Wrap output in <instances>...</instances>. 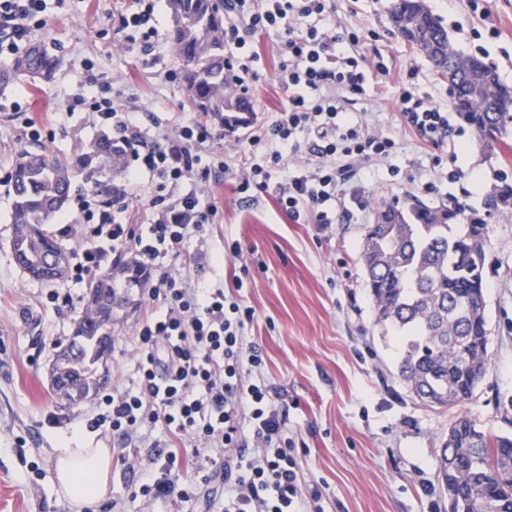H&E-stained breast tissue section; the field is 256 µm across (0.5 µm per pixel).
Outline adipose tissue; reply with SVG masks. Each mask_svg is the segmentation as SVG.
Returning <instances> with one entry per match:
<instances>
[{
    "label": "adipose tissue",
    "instance_id": "adipose-tissue-1",
    "mask_svg": "<svg viewBox=\"0 0 512 512\" xmlns=\"http://www.w3.org/2000/svg\"><path fill=\"white\" fill-rule=\"evenodd\" d=\"M57 453L56 483L66 497L85 506L105 498L112 472L110 449L73 448L65 442Z\"/></svg>",
    "mask_w": 512,
    "mask_h": 512
}]
</instances>
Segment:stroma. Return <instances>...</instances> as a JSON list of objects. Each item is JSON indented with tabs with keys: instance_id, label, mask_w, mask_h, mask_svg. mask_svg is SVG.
Instances as JSON below:
<instances>
[{
	"instance_id": "obj_1",
	"label": "stroma",
	"mask_w": 512,
	"mask_h": 512,
	"mask_svg": "<svg viewBox=\"0 0 512 512\" xmlns=\"http://www.w3.org/2000/svg\"><path fill=\"white\" fill-rule=\"evenodd\" d=\"M389 2L331 0L326 26L363 32L362 54L384 59L395 77L415 67L419 92L447 105V80L394 34ZM426 2L452 47L470 54L469 30L476 18L464 14L459 0ZM486 7L501 32L486 45L488 60L512 89V0H488ZM119 8L120 0H48L46 23L33 28L30 38L57 56L60 66L50 81L25 79L0 91V177L10 172L18 152L32 145L26 129L11 118L14 108L41 120L39 146L51 156L100 134L92 113L69 109L72 94L91 74L108 85L121 108L137 113L145 135L158 124L195 120L180 61L165 46L154 64H144L139 46L116 32ZM278 42L274 35L259 40L248 125L214 130L204 162L216 156L238 162L251 134L282 112L288 93L276 80ZM394 94L392 84L372 78L363 99L348 109L404 144L395 162L400 172L391 174L388 162L373 163L358 183L360 205L329 202L332 223L293 221L278 209L273 188L296 174L301 161L295 157L273 171L270 191L248 198L238 193L231 175L216 169L198 184L219 214L203 228V268L192 273L191 284L230 292L235 274L247 269L240 291L255 317L246 341L261 352L263 376L277 391L275 406L299 448L300 473L307 487L321 492L324 512H448L438 462L450 424L465 415L487 433L512 436V204L485 206L491 193L512 185V154L483 150L472 128H465L456 140V165L464 179L425 193L421 185L434 176L437 151L403 126ZM452 196L465 207L461 222L476 217L486 226L489 368L472 399L439 407L421 402L398 377L395 341L383 337L376 324L360 246L385 203L439 206ZM11 210L8 188L0 184V512H83L58 490L56 448L65 435L81 448L113 449L117 442L103 431L82 430L97 412L98 396L66 404L54 393L49 371L82 316L85 285L68 277L42 282L23 272L9 245ZM232 244L238 254L228 253ZM53 291L70 293L71 305L56 308L47 299ZM143 317L140 303L118 313L115 350L107 362L113 384L131 387L137 381L123 340L135 335ZM21 436L27 440L22 448Z\"/></svg>"
}]
</instances>
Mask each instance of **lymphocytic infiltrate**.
Instances as JSON below:
<instances>
[{"label": "lymphocytic infiltrate", "mask_w": 512, "mask_h": 512, "mask_svg": "<svg viewBox=\"0 0 512 512\" xmlns=\"http://www.w3.org/2000/svg\"><path fill=\"white\" fill-rule=\"evenodd\" d=\"M45 9L46 0H0V56L19 52L31 21ZM155 9V0H126L118 15V33L128 43H141L147 56L162 40ZM224 10L230 16L224 25V70L231 90L248 93L256 80L238 49L248 37L274 31L280 37L277 79L289 92L284 112L249 138L252 162L232 168L239 192L267 190L269 168L280 167L286 156L299 157L302 171L279 186L276 203L291 219L307 215L331 223L326 205L339 187L369 163L394 160L402 150L400 142L344 108L364 96L370 72L386 77L389 69L369 64L359 53L357 32L332 36L312 25V18L329 14L327 0H224ZM416 77L411 68L397 82L404 126L436 147L453 142L449 109L417 94ZM96 84V76H89L87 87L72 95L70 108L95 113L97 123L127 147L132 163L110 199L93 187L77 195L76 218L85 226L86 243L74 257L71 277L84 279L132 249L149 275L152 305L127 341L136 387L105 391L87 430L106 429L119 441L142 444L141 452L118 453L117 461L134 475L132 495L146 507L170 499L194 506L201 489L219 479L223 490L204 502L207 512H323L320 492L302 481L296 442L270 388L256 374L263 358L245 336L253 308L223 289L192 287L177 263L193 233L218 214L208 196L189 186L210 173L202 164L209 125L196 120L144 137L136 116L95 94ZM144 178L151 183L154 215L146 232L138 233L117 216L127 187ZM186 460L192 473L184 477L180 467Z\"/></svg>", "instance_id": "f902f5d3"}]
</instances>
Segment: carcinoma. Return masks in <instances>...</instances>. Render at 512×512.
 <instances>
[{"instance_id":"carcinoma-1","label":"carcinoma","mask_w":512,"mask_h":512,"mask_svg":"<svg viewBox=\"0 0 512 512\" xmlns=\"http://www.w3.org/2000/svg\"><path fill=\"white\" fill-rule=\"evenodd\" d=\"M167 7L168 39L182 64L189 108L220 129L239 122L240 97L226 89L224 74V0H167ZM389 13L395 34L426 54L439 76L457 65L468 72L451 81L450 95L478 145L493 150L505 144L512 91L481 59L454 52L425 0H391ZM59 65L34 42L0 67V89L25 77L46 80ZM127 162V149L108 133L78 142L63 159L37 148L18 153L10 174V246L29 276L48 282L66 276L68 254L47 226L77 181L107 194ZM458 217L445 205L393 202L379 210L361 242L376 323L399 342L398 376L415 396L439 406L470 399L488 370L485 225L460 224ZM147 277L131 259L87 283L83 316L52 367L54 391L66 403L87 399L108 381L100 362L109 356L112 321L134 302L131 293L142 290ZM438 477L453 512H474L477 502L486 512H512V437L487 434L468 416L457 418L448 428Z\"/></svg>"}]
</instances>
